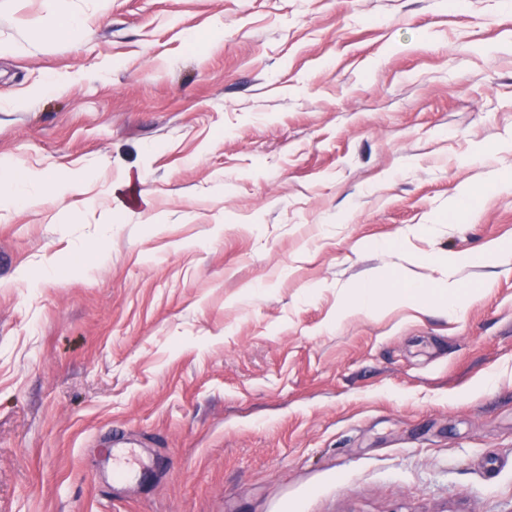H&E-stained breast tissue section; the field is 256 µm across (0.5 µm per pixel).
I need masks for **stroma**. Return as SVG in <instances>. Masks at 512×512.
<instances>
[{"mask_svg":"<svg viewBox=\"0 0 512 512\" xmlns=\"http://www.w3.org/2000/svg\"><path fill=\"white\" fill-rule=\"evenodd\" d=\"M15 165L84 179L0 210V512H512V263L338 313L512 242V0H0ZM386 279L379 271L372 273L363 283L362 288H357L356 292L349 296L341 307V313H363L366 315L377 316L385 311L381 303L383 285ZM436 299L448 311V315H457L462 311L465 301L460 295V286L457 280L448 279L447 282L437 284Z\"/></svg>","mask_w":512,"mask_h":512,"instance_id":"obj_1","label":"stroma"}]
</instances>
